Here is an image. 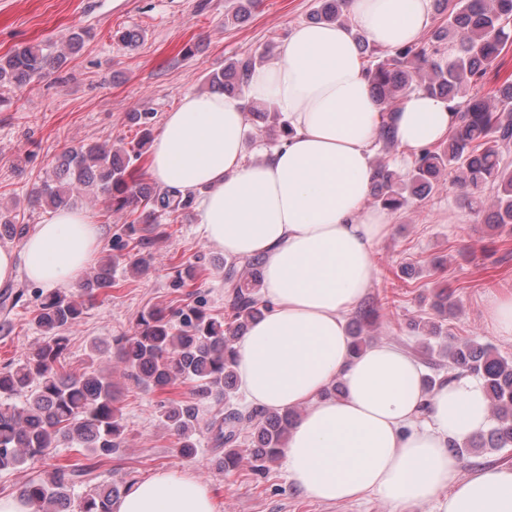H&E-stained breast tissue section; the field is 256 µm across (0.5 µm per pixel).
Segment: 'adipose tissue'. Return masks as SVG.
Here are the masks:
<instances>
[{"label": "adipose tissue", "instance_id": "1", "mask_svg": "<svg viewBox=\"0 0 512 512\" xmlns=\"http://www.w3.org/2000/svg\"><path fill=\"white\" fill-rule=\"evenodd\" d=\"M354 30L286 27L245 96L186 93L166 113L148 172L163 190L195 201L200 230L225 256L262 261L268 310L236 343L246 406L298 411L283 455L289 478L324 503L375 495L398 512L435 501L436 512H512V468L462 477L450 442L490 418L480 380L462 377L426 392L417 362L390 343L351 356L346 315L376 277L374 248L390 216L366 199L380 114L353 32L393 49L419 40L430 0H349ZM287 119L282 146L248 155L246 100ZM449 103L411 92L394 115L410 152L447 138ZM101 244L84 210L51 212L21 249L0 246V287L24 280L77 288ZM343 392L326 395L332 383ZM115 512H218L213 490L177 469L134 483Z\"/></svg>", "mask_w": 512, "mask_h": 512}]
</instances>
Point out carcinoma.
I'll list each match as a JSON object with an SVG mask.
<instances>
[{
	"label": "carcinoma",
	"instance_id": "carcinoma-1",
	"mask_svg": "<svg viewBox=\"0 0 512 512\" xmlns=\"http://www.w3.org/2000/svg\"><path fill=\"white\" fill-rule=\"evenodd\" d=\"M255 4L256 0H236L224 22L243 21ZM434 6L438 22L427 38L412 45L385 50L358 37L364 43L370 91L382 116L378 143L384 150L397 146L392 114L416 89L453 104L464 98L465 109L458 111L448 140L421 150L409 171L378 165L370 196L380 207L397 212L409 201H422L434 193L450 171L456 173L455 184L469 209L487 213L491 227H504L512 224V164L506 160L512 150V82L502 84L491 96L481 90L488 69L512 43V0H434ZM312 21L348 24V0H317ZM87 35L83 29L72 32L64 51L36 43L0 56V85L23 86L60 68L66 53L80 50ZM257 61L251 55L228 60L224 68L208 74L209 87L242 93ZM153 118L152 112L128 114L138 135L128 148L97 142L66 148L55 158L54 177L31 194L30 206L57 210L89 197L110 211L130 213L133 220L127 230L132 234L138 224L153 229L173 222L190 207V200L158 191L136 176L152 139ZM490 188L494 196L489 201ZM24 233L17 216L0 208V238H20ZM260 264L258 258L224 264V280L230 288L227 319L197 306L186 305L172 313L156 308L140 317L133 335L117 339L118 362L145 388L166 393L177 381L193 384L196 399L160 401V418L177 436L183 457L195 452L199 430L206 427L214 447L224 449L222 465L227 470L239 463L237 443L244 429L252 434L253 469L268 470L279 460L288 427L298 416L295 411H243L231 405L238 387L235 342L266 311L258 298ZM112 286L109 257L83 280L79 295L39 297L35 323L45 334L43 343L0 368V474L41 462L60 442L78 454L76 462L55 464L23 485L21 494L36 512H113L117 492L110 487L74 496L75 487L90 482L123 442L124 424L115 406L112 379L94 365L102 358L112 359V351L94 344L92 365L79 376L64 373L62 364L67 332L84 314L85 301L110 297ZM432 306L440 315L452 311L451 291L443 287L435 292ZM375 316V309L366 307L350 326L353 353L366 348L363 325ZM448 358L482 381L493 407L487 431L460 446L452 445L450 451L460 455L476 446L492 450L512 446V358L471 342L448 347ZM201 399L224 402V411L200 423Z\"/></svg>",
	"mask_w": 512,
	"mask_h": 512
}]
</instances>
